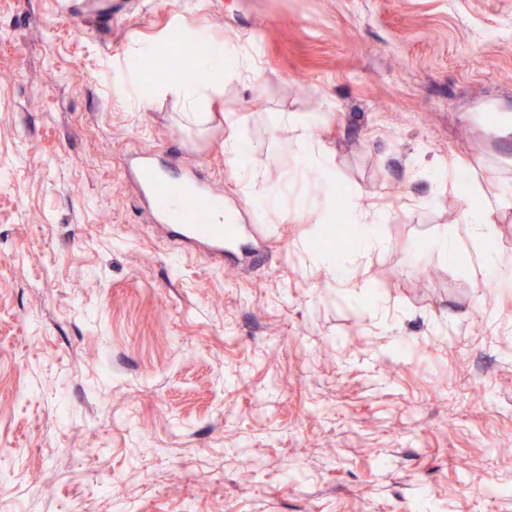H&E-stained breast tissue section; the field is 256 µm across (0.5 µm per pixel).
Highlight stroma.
Returning a JSON list of instances; mask_svg holds the SVG:
<instances>
[{"instance_id":"stroma-1","label":"stroma","mask_w":512,"mask_h":512,"mask_svg":"<svg viewBox=\"0 0 512 512\" xmlns=\"http://www.w3.org/2000/svg\"><path fill=\"white\" fill-rule=\"evenodd\" d=\"M184 29L259 71L203 126L128 75ZM508 43L512 0H0V512H512V288L476 285L466 201L423 172L470 166L512 264ZM283 112L389 214L371 253L326 247L358 287L316 259L344 217L316 223ZM141 151L265 225L264 259L156 232ZM238 123L239 117L236 112H224V124L231 130L230 134L224 139V153L230 169L233 171L242 169L243 173L247 176L250 187L255 188L265 183L264 171L254 164L242 168L244 159L239 146V138L235 132Z\"/></svg>"}]
</instances>
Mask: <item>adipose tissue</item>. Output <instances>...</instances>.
<instances>
[{
    "mask_svg": "<svg viewBox=\"0 0 512 512\" xmlns=\"http://www.w3.org/2000/svg\"><path fill=\"white\" fill-rule=\"evenodd\" d=\"M209 73L207 82L186 84L177 80L165 83L161 94L173 97L182 108L184 120L201 123L205 120V107L210 104L213 93L223 90L224 86L240 78L255 77L252 62L242 58L234 44L217 45L203 58ZM282 125L289 127L295 134L296 145L301 151L307 166L314 171L316 183L324 194H331L330 155L328 151L313 138L308 118L293 113L282 114ZM385 212L371 207L364 199H355L348 213V219L354 226V234L360 250L367 251L375 244L378 226L385 220Z\"/></svg>",
    "mask_w": 512,
    "mask_h": 512,
    "instance_id": "obj_1",
    "label": "adipose tissue"
}]
</instances>
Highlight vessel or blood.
<instances>
[{
	"label": "vessel or blood",
	"mask_w": 512,
	"mask_h": 512,
	"mask_svg": "<svg viewBox=\"0 0 512 512\" xmlns=\"http://www.w3.org/2000/svg\"><path fill=\"white\" fill-rule=\"evenodd\" d=\"M129 174L155 221L172 227L185 241L201 245L209 258L223 257L225 248L243 234L264 236L261 225L239 224L235 213L225 209L223 197L194 174L171 175L156 155L134 154Z\"/></svg>",
	"instance_id": "1"
}]
</instances>
